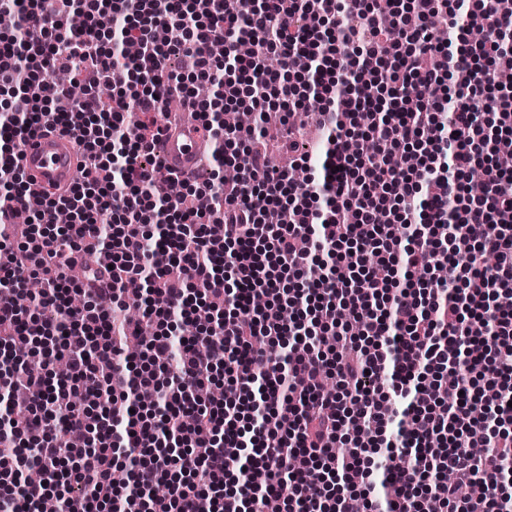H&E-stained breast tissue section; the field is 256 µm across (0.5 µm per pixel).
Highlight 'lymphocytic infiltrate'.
<instances>
[{"instance_id": "f902f5d3", "label": "lymphocytic infiltrate", "mask_w": 512, "mask_h": 512, "mask_svg": "<svg viewBox=\"0 0 512 512\" xmlns=\"http://www.w3.org/2000/svg\"><path fill=\"white\" fill-rule=\"evenodd\" d=\"M45 3L0 0L22 18L20 38L0 37V86L20 88L24 115H0V512L50 497L62 512H262L270 497L283 512H418L422 492L446 512H512V173L480 161L488 128L512 152V0H78L77 28ZM244 36L280 69L238 56ZM194 81L216 87L215 112L319 115L317 178L297 183L253 129L209 118L236 181L167 197L159 126L124 114L192 99ZM43 127L76 137L82 177L11 236L19 147ZM103 249L107 273L71 278L76 255ZM131 298L154 326L134 360L141 321L110 313ZM61 359L65 380L30 392ZM219 377L225 399L199 400ZM34 464L44 482H27ZM476 483L484 495L463 497ZM159 484L166 498L147 499Z\"/></svg>"}]
</instances>
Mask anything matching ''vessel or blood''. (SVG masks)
I'll list each match as a JSON object with an SVG mask.
<instances>
[{
	"label": "vessel or blood",
	"mask_w": 512,
	"mask_h": 512,
	"mask_svg": "<svg viewBox=\"0 0 512 512\" xmlns=\"http://www.w3.org/2000/svg\"><path fill=\"white\" fill-rule=\"evenodd\" d=\"M211 140L199 120L188 119L163 127L157 145L160 166L182 177H192L201 154ZM81 162L74 138L61 130L40 129L27 137L21 147V167L27 191L25 203L41 198L47 188L68 193L73 186Z\"/></svg>",
	"instance_id": "vessel-or-blood-1"
}]
</instances>
